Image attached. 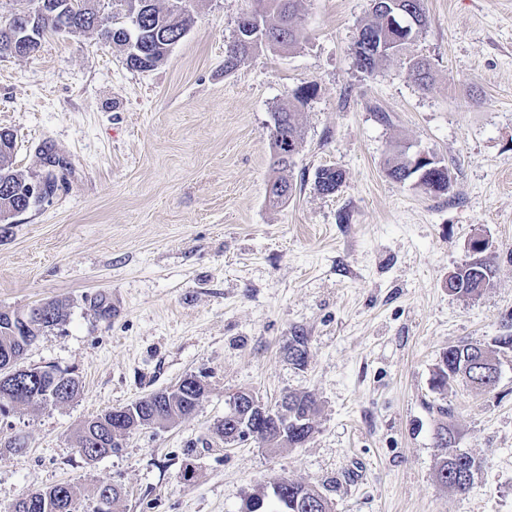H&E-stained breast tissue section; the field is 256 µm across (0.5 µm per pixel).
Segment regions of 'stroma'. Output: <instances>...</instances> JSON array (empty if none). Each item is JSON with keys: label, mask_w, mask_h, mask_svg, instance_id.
<instances>
[{"label": "stroma", "mask_w": 512, "mask_h": 512, "mask_svg": "<svg viewBox=\"0 0 512 512\" xmlns=\"http://www.w3.org/2000/svg\"><path fill=\"white\" fill-rule=\"evenodd\" d=\"M186 5L194 25L151 70L93 30L0 58L15 169L31 181L44 152L60 161L53 196L0 229V311L65 303L67 322L22 365L82 382L67 404L0 420V435L26 442L21 456L0 447V512L60 483L79 488L76 512H96L102 482L121 487L118 512H241L282 477L332 512H512V350L494 391L432 387L442 351L492 345L512 320V0H425L414 45L431 64L425 91L399 59L357 67L372 0H301L298 44L229 71L255 0ZM308 84L294 192L275 205L271 114ZM399 144L447 166L448 193L389 179ZM324 167L344 174L335 194L315 187ZM479 236L496 276L465 299L448 274ZM296 335L308 339L302 366L288 356ZM189 374L205 384L192 416L136 430L94 464L79 455L84 420ZM239 391L271 406L311 395L306 441L224 444L215 427ZM443 421L479 463L463 494L436 478Z\"/></svg>", "instance_id": "35a3bbf8"}]
</instances>
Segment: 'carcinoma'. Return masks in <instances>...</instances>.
<instances>
[{
  "label": "carcinoma",
  "mask_w": 512,
  "mask_h": 512,
  "mask_svg": "<svg viewBox=\"0 0 512 512\" xmlns=\"http://www.w3.org/2000/svg\"><path fill=\"white\" fill-rule=\"evenodd\" d=\"M134 15L133 29L116 22V15L105 13L94 6V0H47L45 10L36 15L27 30L5 31L0 28V57L6 50L25 49L26 56L33 55L48 36L77 34L89 30L99 31L103 40L122 48L127 62L139 70H150L160 64L180 42L194 22V17L182 0L166 10L156 0H116ZM300 0H257V8L244 14L237 26V37L230 45L224 59V69H233L239 59L256 49L264 47L290 48L297 44L299 28L297 22ZM399 10L411 12L425 24L427 16L424 0H395ZM364 41L372 45V51L354 52L357 65L366 72L374 71L383 61L403 56L407 60L409 73L423 89L430 82V67L426 60L411 54L412 42L408 34L391 29L384 17L372 10L371 18L359 30ZM313 91L309 85L299 89L293 99L272 114L270 140L273 149V169L278 176L270 180L269 197L274 203H284L291 196L292 184L282 172L291 166L302 130L298 106L304 104ZM15 148L14 135L0 131V222L22 206H32L36 201H26L23 187L27 180L17 174L12 166ZM387 176L397 182L416 181L417 170L411 168V155L396 147L387 163ZM344 181L343 172L324 167L317 172L316 187L323 194L336 193ZM451 177L448 167L440 166L427 173L421 188L429 193L448 191ZM495 269L483 261L479 264L465 263L457 268L455 284L448 285L450 292L470 299L480 297L492 285ZM55 314L44 326L27 328L22 325L18 313L0 312V378L10 373L21 377L12 385L0 384V415L7 414L16 406L38 409L47 405H61L72 401L81 390L79 378L65 385L54 383L40 376L33 378V369H18L17 363L29 347L46 329L66 321L65 306L50 300ZM512 349V331L497 337L494 344L478 347L469 343L452 346L443 351L433 372L432 384L438 390L461 379L471 387L490 391L495 384L482 371L486 363L498 360V353ZM288 352L295 354V363L307 361V337L295 336ZM205 392L198 376L189 374L179 382L177 390L170 396L149 395L138 400L140 407L135 415H144L164 423L191 416L197 409ZM288 416L298 421L284 428L282 438H264L262 442L271 448L295 447L303 443L312 429L311 419L316 412V401L304 393H290ZM132 416L124 417L107 410L87 420L75 436L76 448L82 457L103 458L119 450L121 441L131 433ZM437 438L444 443L445 455L437 464V479L448 490L463 494L467 492L474 476L468 475L470 468L478 465L474 456L455 448V437L448 425L437 428ZM79 495L76 486L63 483L38 491L37 496L24 494L14 505L13 512H73ZM288 503V512H331L328 500L317 490L304 484L290 481L272 502L269 512H282L283 503Z\"/></svg>",
  "instance_id": "obj_1"
}]
</instances>
